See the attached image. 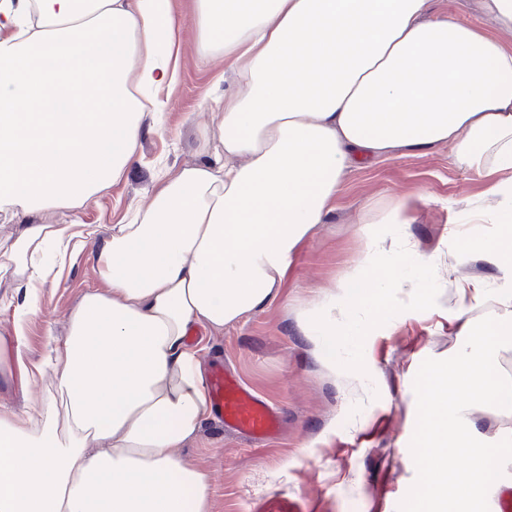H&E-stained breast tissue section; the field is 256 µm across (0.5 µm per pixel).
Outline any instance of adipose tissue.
Listing matches in <instances>:
<instances>
[{
  "instance_id": "adipose-tissue-1",
  "label": "adipose tissue",
  "mask_w": 512,
  "mask_h": 512,
  "mask_svg": "<svg viewBox=\"0 0 512 512\" xmlns=\"http://www.w3.org/2000/svg\"><path fill=\"white\" fill-rule=\"evenodd\" d=\"M487 31L428 18L430 0H195L202 59L224 61L203 128L204 161L153 176L151 200L113 225L94 261L97 288L67 318L36 405L0 407V512H211L208 475L175 455L212 417L197 326L221 329L263 309L290 258L323 223L356 163L451 145L490 178L500 231L480 240L512 271V0H476ZM172 0H0V211L76 212L125 177L146 117L165 112L177 80ZM422 191L364 219L412 223ZM76 221L27 224L0 271L37 313L49 246L80 247ZM390 287H400L392 279ZM382 281L354 269L346 304L307 315L318 336L357 331L352 314ZM471 348L431 370L421 454L436 468L413 512H485L512 489V427L495 444L467 415L512 406V382L490 371L512 343V291ZM471 462L448 469L449 453Z\"/></svg>"
}]
</instances>
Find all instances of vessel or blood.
<instances>
[{
    "instance_id": "vessel-or-blood-1",
    "label": "vessel or blood",
    "mask_w": 512,
    "mask_h": 512,
    "mask_svg": "<svg viewBox=\"0 0 512 512\" xmlns=\"http://www.w3.org/2000/svg\"><path fill=\"white\" fill-rule=\"evenodd\" d=\"M208 388L216 417L225 430L254 441L276 434L278 420L274 409L236 382L222 366L210 370Z\"/></svg>"
}]
</instances>
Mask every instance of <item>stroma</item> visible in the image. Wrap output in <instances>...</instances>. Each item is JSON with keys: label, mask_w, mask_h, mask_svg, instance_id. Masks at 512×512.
<instances>
[{"label": "stroma", "mask_w": 512, "mask_h": 512, "mask_svg": "<svg viewBox=\"0 0 512 512\" xmlns=\"http://www.w3.org/2000/svg\"><path fill=\"white\" fill-rule=\"evenodd\" d=\"M194 0H173L182 21L177 83L162 89L167 112L145 123L139 160L119 182L77 210L92 235L39 290V311L16 334L17 279L0 272V338L18 339L25 367L44 363L65 339L66 313L96 284L93 252L129 208L148 201L158 162L187 167L204 159L199 129L218 122L206 95L220 62L199 59L190 18ZM426 195L412 224L375 225L367 242L360 221L375 204L415 190ZM482 179L460 167L448 145L426 154L398 153L348 169L324 223L292 257L271 301L259 312L221 329H197L202 370L223 361L244 384L273 405L280 431L252 441L207 422L178 451L206 471L211 512H258L267 500H288L298 512H406L423 488L430 464L414 447L427 410L425 378L470 341L448 315L463 285H484L485 300L471 311L481 322L497 310L501 290H512V273L463 246L466 237H491L495 223L470 224L468 214L491 204ZM385 259L369 272L377 279L400 274L403 289H387L385 305L371 308L369 327L338 338L326 349L310 335L302 314L344 293L338 283L362 265L369 247ZM413 301L407 314L399 300Z\"/></svg>", "instance_id": "obj_1"}]
</instances>
